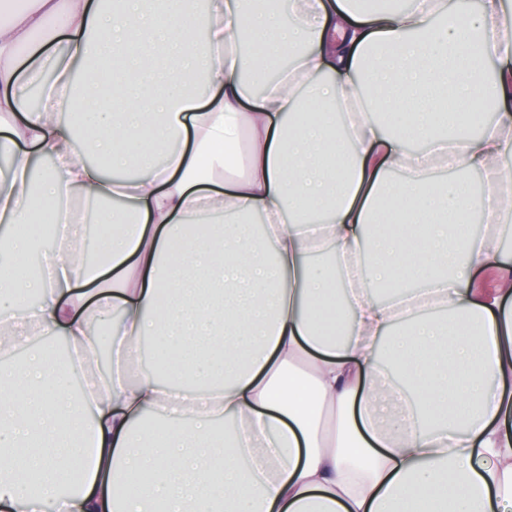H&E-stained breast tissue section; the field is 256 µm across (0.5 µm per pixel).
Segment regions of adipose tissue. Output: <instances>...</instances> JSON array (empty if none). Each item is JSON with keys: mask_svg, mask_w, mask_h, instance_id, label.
Segmentation results:
<instances>
[{"mask_svg": "<svg viewBox=\"0 0 512 512\" xmlns=\"http://www.w3.org/2000/svg\"><path fill=\"white\" fill-rule=\"evenodd\" d=\"M142 2L0 0V218L38 224L81 192L121 203L93 266L70 247L17 281L29 243L0 239V347L28 349L0 366V512H512L504 0H293L289 24L266 0ZM245 37L290 60L259 93L239 77ZM79 67L88 99L125 91L82 142L54 118ZM489 105L480 136L450 122ZM36 154L54 166L32 196ZM438 166L458 179L432 183ZM472 171L490 186L481 235L460 230ZM319 251L337 270L309 265ZM490 268L495 286L472 287ZM435 306L452 320L424 318ZM142 336L181 360V388L129 375ZM103 341L111 370L67 394Z\"/></svg>", "mask_w": 512, "mask_h": 512, "instance_id": "ef3b65f1", "label": "adipose tissue"}]
</instances>
